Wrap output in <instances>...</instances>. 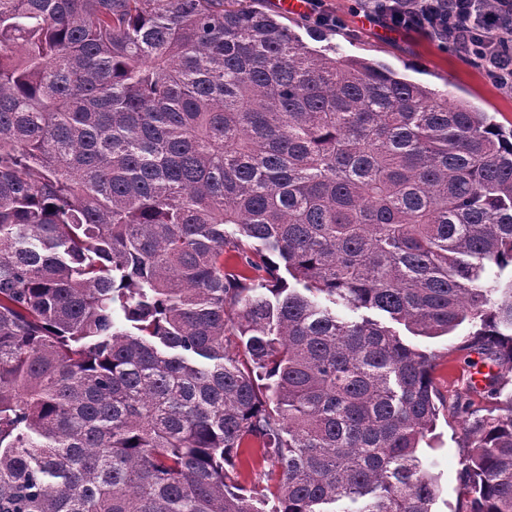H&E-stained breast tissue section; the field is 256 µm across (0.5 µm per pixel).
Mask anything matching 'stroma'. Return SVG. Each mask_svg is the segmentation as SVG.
<instances>
[{"label": "stroma", "mask_w": 512, "mask_h": 512, "mask_svg": "<svg viewBox=\"0 0 512 512\" xmlns=\"http://www.w3.org/2000/svg\"><path fill=\"white\" fill-rule=\"evenodd\" d=\"M329 13L342 21L328 29L323 49L385 64L408 79L431 88L451 92L455 100L469 103L491 113L504 127H512V90L496 84L485 64L475 61L455 40L434 37L419 31L395 32L380 23L369 22L362 14V0H323ZM468 326L441 337L428 338L401 331V338L435 356L433 379L446 399H453L461 384L449 376V365H462L464 355L457 347ZM462 429L458 418L442 413L433 432L422 444L426 464L439 477L440 495L434 512H464L458 494Z\"/></svg>", "instance_id": "35a3bbf8"}]
</instances>
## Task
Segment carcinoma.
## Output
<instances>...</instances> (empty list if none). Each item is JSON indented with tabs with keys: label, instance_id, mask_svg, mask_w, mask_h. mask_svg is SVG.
Instances as JSON below:
<instances>
[{
	"label": "carcinoma",
	"instance_id": "obj_1",
	"mask_svg": "<svg viewBox=\"0 0 512 512\" xmlns=\"http://www.w3.org/2000/svg\"><path fill=\"white\" fill-rule=\"evenodd\" d=\"M254 2L0 0V512H512V128ZM344 313L347 317H351L353 319H359L362 314L372 315L375 317L372 313L365 310H360L355 313L349 310H344ZM375 318L389 326H392L399 332L400 337L407 343L418 346L420 349L431 352L435 355L433 368V379L435 387L438 389L441 395L446 397L448 402H451L453 398H455L454 395L456 394V391L461 388V384L458 382V379L462 377V375L453 377L448 376V360L452 361L459 368H466L463 362L466 353L458 352L455 349L462 341L464 335L469 332L471 327L469 325L461 326L455 332L449 334L448 337L441 336L436 338H428L424 336H413L404 328L403 325H398L394 322H391L387 318L381 316H376ZM462 429L459 419L449 412L441 413L436 428L422 442L421 454L427 467L438 475L440 495L433 506L435 512H463L465 506L458 494L457 472L460 469ZM430 464L433 467H430ZM246 447L250 449L243 457L241 481L247 488L258 490L267 483L265 477L261 475L264 467L258 452L259 445L256 442H250Z\"/></svg>",
	"mask_w": 512,
	"mask_h": 512
}]
</instances>
